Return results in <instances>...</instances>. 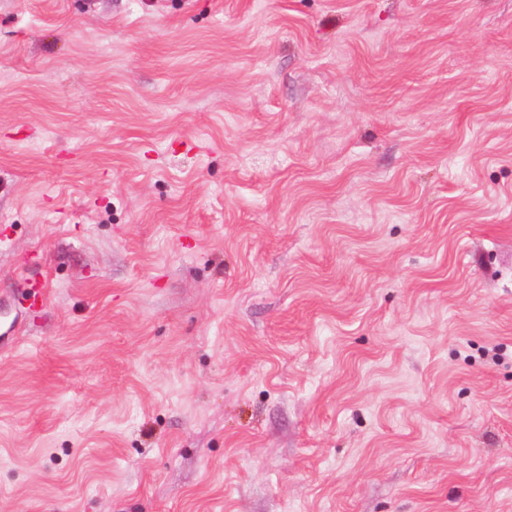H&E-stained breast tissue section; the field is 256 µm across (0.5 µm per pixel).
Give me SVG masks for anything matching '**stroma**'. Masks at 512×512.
Returning <instances> with one entry per match:
<instances>
[{"mask_svg":"<svg viewBox=\"0 0 512 512\" xmlns=\"http://www.w3.org/2000/svg\"><path fill=\"white\" fill-rule=\"evenodd\" d=\"M0 512H512V0H0Z\"/></svg>","mask_w":512,"mask_h":512,"instance_id":"stroma-1","label":"stroma"}]
</instances>
